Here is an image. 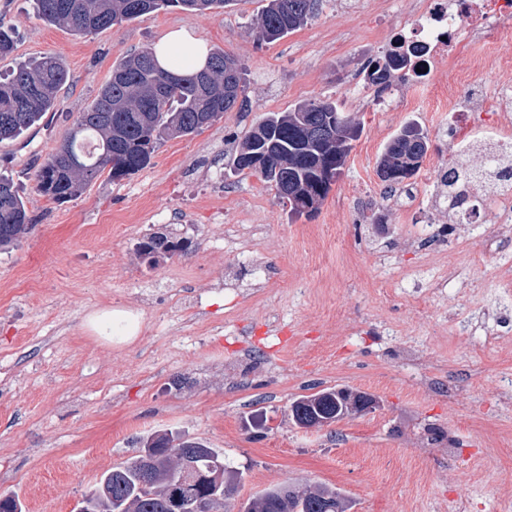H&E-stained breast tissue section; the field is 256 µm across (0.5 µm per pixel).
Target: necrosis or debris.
<instances>
[{
    "instance_id": "1",
    "label": "necrosis or debris",
    "mask_w": 512,
    "mask_h": 512,
    "mask_svg": "<svg viewBox=\"0 0 512 512\" xmlns=\"http://www.w3.org/2000/svg\"><path fill=\"white\" fill-rule=\"evenodd\" d=\"M410 22L420 33L414 67L430 70L438 60H447L448 83L440 91L437 108L465 117L456 129L459 155L486 146L487 167L494 178L490 203L500 223L512 222V132L482 120L486 112L504 117L512 111V69L494 75L493 99H467L458 92L459 85L470 82L479 70L476 49L494 33L512 30V0H418Z\"/></svg>"
}]
</instances>
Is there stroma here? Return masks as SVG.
<instances>
[{
    "label": "stroma",
    "mask_w": 512,
    "mask_h": 512,
    "mask_svg": "<svg viewBox=\"0 0 512 512\" xmlns=\"http://www.w3.org/2000/svg\"><path fill=\"white\" fill-rule=\"evenodd\" d=\"M320 0L300 30L264 45L261 0L223 13L178 8L86 36L40 20L32 0H0L17 64L59 55L55 108L0 143V174L24 195L30 232L0 252V496L24 512H73L133 441L172 430L221 449L239 478L228 512L268 487L329 484L350 512H512V247L478 202L469 218L431 205L455 160L434 84L393 83L387 101L356 89L363 63L412 37L415 0ZM184 27L245 69L243 106L191 137L168 138L150 165L102 177L59 204L35 170L125 55ZM412 92L416 108L390 111ZM313 99L360 121L346 168L311 218L290 219L274 190L233 168L267 113ZM432 149L415 179L424 203L383 198L377 165L403 126ZM427 226L428 235L416 234ZM168 227L191 251L152 265L136 243ZM130 312L134 338L105 341L99 311ZM370 395L374 409L302 429L291 402L312 390Z\"/></svg>",
    "instance_id": "35a3bbf8"
}]
</instances>
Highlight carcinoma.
<instances>
[{
  "label": "carcinoma",
  "mask_w": 512,
  "mask_h": 512,
  "mask_svg": "<svg viewBox=\"0 0 512 512\" xmlns=\"http://www.w3.org/2000/svg\"><path fill=\"white\" fill-rule=\"evenodd\" d=\"M135 2L34 0V8L44 22L85 36L172 7L219 14L232 0H151L146 10L136 8ZM318 6L319 0H267L256 18L258 43L277 41L304 27ZM14 45L13 27L0 18V59L10 56ZM406 64L405 56L396 68L371 59L365 72L371 82L387 87L393 78L407 75ZM67 77L62 60L48 55L18 64L1 79L0 142L16 139L52 110ZM227 84L237 89L231 101L224 99ZM243 98L241 65L220 48L210 51L204 69L191 74L162 68L151 48L133 52L116 64L92 105L79 113L76 123L81 130H69L35 172L34 190L64 203L80 196L105 171L111 180L120 181L146 168L161 140L201 132L205 128L200 123L202 114H209L213 123ZM338 111L333 101L310 100L286 112L268 113L239 143L236 170L259 174L278 192L299 188L300 193L289 202L288 215L294 219L313 216L333 184L325 170H336V156L349 155L361 132L360 122L352 117L337 122ZM408 148L424 157L430 148L427 131L408 124L387 142L377 169L387 187L401 184L398 179H388L387 172ZM261 151L267 153L268 162L258 169L250 158ZM73 155L80 158L81 167L71 165ZM473 177L475 171L463 168L447 173L448 192L455 193ZM31 228L24 197L13 179L0 176V250L18 246ZM189 248V241L176 239L163 228L137 244L139 256H148L155 263ZM363 399L364 394L347 389H321L296 399L290 406L291 419L304 429L331 425L351 412H361L357 403ZM134 446L135 455L103 472L96 488L83 495L87 512H171L174 499L180 501L178 512H196L203 496L235 490L224 453L201 438L154 431L137 437ZM186 459L197 470L215 476V482L191 481L184 468ZM243 510L347 512L349 507L332 486L300 489L279 484L248 498Z\"/></svg>",
  "instance_id": "carcinoma-1"
}]
</instances>
